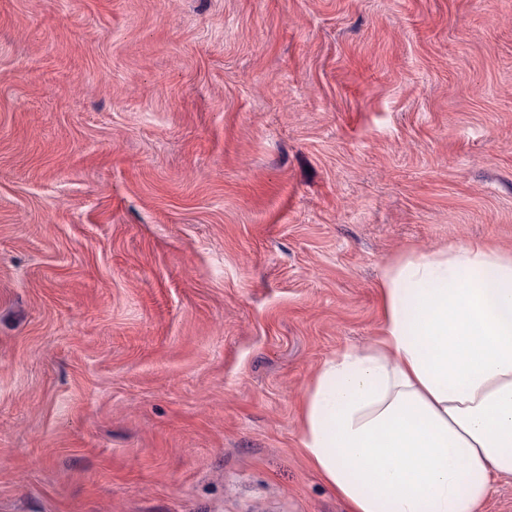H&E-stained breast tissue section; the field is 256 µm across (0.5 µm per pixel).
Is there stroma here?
<instances>
[{
	"instance_id": "35a3bbf8",
	"label": "stroma",
	"mask_w": 512,
	"mask_h": 512,
	"mask_svg": "<svg viewBox=\"0 0 512 512\" xmlns=\"http://www.w3.org/2000/svg\"><path fill=\"white\" fill-rule=\"evenodd\" d=\"M466 241L512 0H0V512H350L301 403Z\"/></svg>"
}]
</instances>
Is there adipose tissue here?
Wrapping results in <instances>:
<instances>
[{
  "instance_id": "obj_1",
  "label": "adipose tissue",
  "mask_w": 512,
  "mask_h": 512,
  "mask_svg": "<svg viewBox=\"0 0 512 512\" xmlns=\"http://www.w3.org/2000/svg\"><path fill=\"white\" fill-rule=\"evenodd\" d=\"M374 344L321 367L301 448L352 512H481L512 478V252H410Z\"/></svg>"
}]
</instances>
